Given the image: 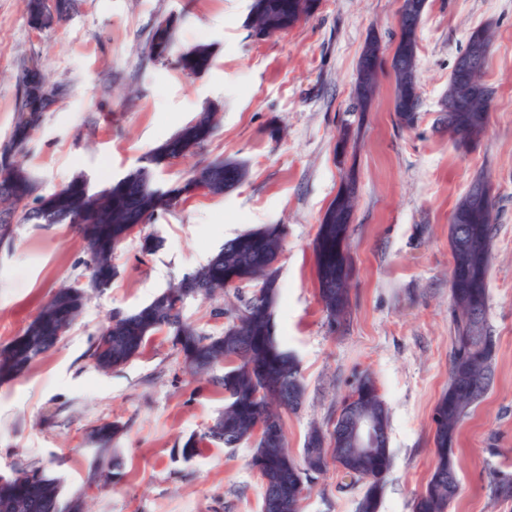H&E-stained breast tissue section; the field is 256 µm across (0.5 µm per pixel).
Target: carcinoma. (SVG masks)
<instances>
[{"mask_svg": "<svg viewBox=\"0 0 512 512\" xmlns=\"http://www.w3.org/2000/svg\"><path fill=\"white\" fill-rule=\"evenodd\" d=\"M31 28L42 30L65 20L71 9L70 0H56L54 11L46 12L42 0H23ZM320 0H250L248 24L274 34L288 30L307 20L317 10ZM426 0H403L398 21V41L391 60H386L378 40L368 39L358 68L371 63L377 72L388 65L392 69L409 67L396 77L394 112L399 124L414 126L420 108L418 100L417 52L418 30ZM178 17L169 15L154 27L148 58L168 59L174 49ZM491 36L483 28L472 31L465 50L481 54L480 68H485ZM213 50L208 44H197L180 52L177 67L188 75L210 68ZM20 83L31 86L22 94L13 125L0 143L12 155L8 164L0 165V241L10 244L16 224H76L85 242L89 271L87 283L76 292L69 285L58 288L27 323L22 333L0 347V381L16 379L51 350L65 336L82 314L94 292L105 290L117 274L114 256L118 247L131 236L139 237L140 252L152 253L158 246L150 234L132 232L176 205L182 194L198 184L210 187L209 194L222 195L242 183L245 167L233 160H215L197 167L182 188L162 192L154 187V166L178 158L204 144L217 129L216 112L209 107L194 120L180 128L159 145L144 164L103 189L92 192L87 181L73 178L62 188L38 193L35 178L23 165L21 157L28 151L44 115L55 104L41 91L44 75L22 70ZM493 91L481 87V97L460 103L442 113L439 123L453 129L459 142L480 139L486 130ZM354 180L345 181L330 202L320 221L314 244L316 279L323 308L329 317L342 318L350 310V278L353 264L347 239L353 208ZM453 213L463 223L449 225L452 264L463 270L450 276L451 322L453 340H471L472 347L452 346L448 389L435 408L433 435L436 464L425 490L414 500L413 512H448L457 499L460 486L448 488L441 472L457 469L455 453L442 449L455 447L459 426L479 403L494 377L497 342L486 320L476 324L470 319L473 308L486 307V274L490 268L494 224L492 200L475 204L465 195ZM285 236L281 224H262L224 242L205 265L184 276L157 294L149 303L132 312L112 311L109 322L100 330L91 348L95 367L109 373L137 357L148 339L167 331L174 347L183 355L184 363L198 376L211 374L224 367V374L213 378L224 390V411L208 427L204 436L233 448L242 442L253 444L252 461L264 459L271 483H288V473L295 471L298 460L288 457L286 445L269 444L257 437L259 423L273 417L283 423L281 409L265 400L260 390L276 393L288 389V409L298 410L304 398V387L295 359L281 348L273 333V315L280 298L279 259ZM252 288L249 296H239L240 305L218 335L206 334L187 322L183 308L195 297L211 298L226 288ZM314 428L308 434L302 454L311 448H329L336 453L340 442L336 432ZM123 426L104 421L90 433L99 457L105 456L123 434ZM335 465L351 482H364L365 491L357 502V512H378V489L385 481L390 457L377 459L359 457L346 462L333 457ZM123 462L117 454L94 468L93 477L106 472L111 481L122 476ZM489 485L497 499H512V482L506 484L497 475L490 476ZM63 500L58 477L44 468L19 470L0 477V512H49L52 499Z\"/></svg>", "mask_w": 512, "mask_h": 512, "instance_id": "1", "label": "carcinoma"}]
</instances>
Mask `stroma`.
Masks as SVG:
<instances>
[{
	"mask_svg": "<svg viewBox=\"0 0 512 512\" xmlns=\"http://www.w3.org/2000/svg\"><path fill=\"white\" fill-rule=\"evenodd\" d=\"M250 0H74L68 17L32 29L22 0H0V140L21 99L19 75L39 60L66 95L46 113L25 163L41 193L73 177L97 191L210 106L219 124L202 147L154 170L162 189L184 184L205 161L247 169L221 196L196 194L116 251L117 275L93 295L68 335L29 371L0 383V474L48 466L64 494L84 493L88 512H262L251 444L204 439L224 391L188 372L166 333L124 367L99 372L89 349L113 310L132 311L206 264L226 239L260 224L285 227L275 335L295 355L304 401L283 412L288 450L300 456L312 427L336 417L342 399L370 376L390 415L392 456L378 512H412L435 466L433 413L448 388L452 350L450 218L478 175L492 184L495 236L487 324L497 341L494 381L463 421L456 443L459 497L449 512H512L494 498L491 473L512 476V0H427L418 42L419 118L393 112L394 76L383 69L367 112L354 85L366 38L391 56L400 0H321L305 23L264 39L247 25ZM178 14L176 50L211 44L212 66L187 75L145 54L154 26ZM488 28L483 80L493 91L487 129L462 147L438 119L468 35ZM355 137L337 143L343 120ZM278 136H271V129ZM356 179L349 251L351 308L328 322L315 278L318 225L346 175ZM84 243L68 224L18 225L0 246V346L19 335L52 293L86 273ZM228 289L188 300L184 317L220 333L238 306ZM119 422L124 475L90 483L96 454L88 432ZM201 437L196 455L179 451ZM363 486L336 467L313 475L303 512H356Z\"/></svg>",
	"mask_w": 512,
	"mask_h": 512,
	"instance_id": "stroma-1",
	"label": "stroma"
}]
</instances>
